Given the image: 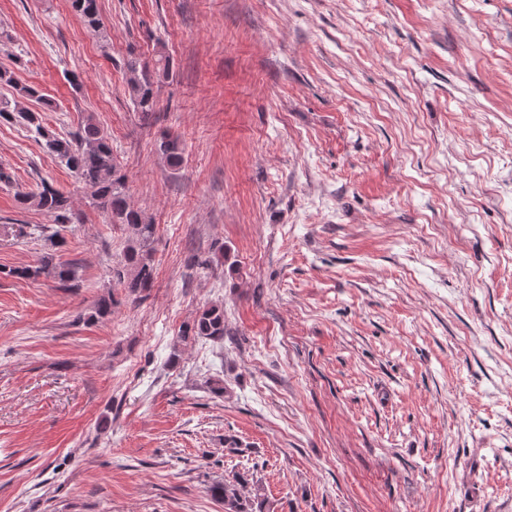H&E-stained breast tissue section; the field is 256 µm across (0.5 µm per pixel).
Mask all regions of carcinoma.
Returning a JSON list of instances; mask_svg holds the SVG:
<instances>
[{
    "mask_svg": "<svg viewBox=\"0 0 512 512\" xmlns=\"http://www.w3.org/2000/svg\"><path fill=\"white\" fill-rule=\"evenodd\" d=\"M72 8L81 17L86 28L100 33L101 18L99 0H71ZM127 91L134 107L147 114L153 111L154 85L169 77V66L165 56L157 59L150 69L136 57L126 62ZM0 84L15 90L14 105L0 108V119L19 121L25 124L35 137L60 163L74 172L89 191L92 204L110 217V223L122 224L130 232L129 245L125 253L124 269L117 271V277L131 295H142L152 288L154 265L147 250L155 234V226L146 221L142 212L128 200L124 176L120 174L116 158L108 137L101 128L87 119L72 137H62L43 125L39 113L26 106V102L43 100L40 91L30 85L21 84L14 73L0 67ZM160 150L173 166L179 164L178 139L166 134L162 136ZM19 203L33 205L53 217L55 224H73L79 220L74 212L70 197L51 184L43 182L35 190L18 193ZM47 274L57 279L66 288L77 287L76 270L67 263L54 262L52 255L41 259L36 268H12L7 275L30 278ZM224 307L210 305L200 310L191 325L182 331V337L190 336L224 339ZM210 495L224 503V512H264L260 480L249 472L232 470L224 481L208 488Z\"/></svg>",
    "mask_w": 512,
    "mask_h": 512,
    "instance_id": "carcinoma-1",
    "label": "carcinoma"
}]
</instances>
